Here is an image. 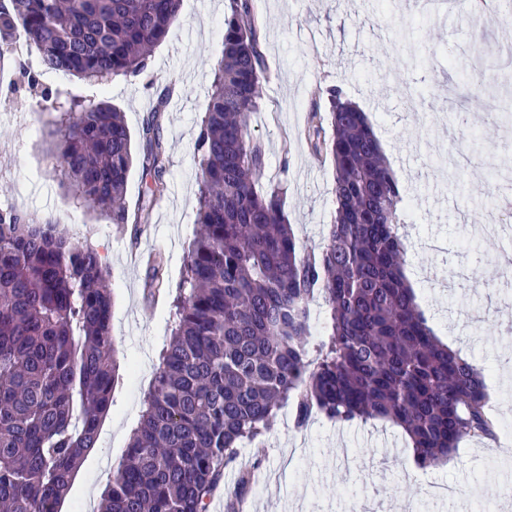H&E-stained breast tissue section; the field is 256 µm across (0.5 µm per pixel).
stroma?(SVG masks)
<instances>
[{
	"mask_svg": "<svg viewBox=\"0 0 512 512\" xmlns=\"http://www.w3.org/2000/svg\"><path fill=\"white\" fill-rule=\"evenodd\" d=\"M225 0H182L179 16L156 46L147 74L93 86L45 70L34 46L13 38L0 55V208L57 222L73 239L89 242L109 269L112 337L119 378L95 448L76 472L61 512L83 504L97 512L112 469L123 460L140 422L144 397L159 366L172 322L171 301L196 233L195 141L219 58ZM261 48L271 79L252 128L265 144L263 187H288L285 209L300 242L321 246L336 208L331 165L320 164L304 136L315 93L340 87L367 113L404 192L403 233L417 302L436 335L483 367L495 388V417L512 426V126L502 123L512 102V21L480 20L484 50L471 57L486 77V92L468 101L470 127L452 134L457 94L467 73L448 61L470 47L471 11L425 10L421 0H259ZM432 63H425L427 48ZM61 88L68 98L105 101L119 109L142 157V128L157 115L165 148V196L137 231L117 229L77 206L42 137L40 98L25 76ZM161 256L166 289L150 297L147 266L134 252ZM255 460L241 448L224 483L256 468L241 512H455L438 500L435 484L480 488L468 512H512V438L506 444L466 439L452 467L416 470L404 432L368 419L334 423L318 416L296 429L290 408L278 413Z\"/></svg>",
	"mask_w": 512,
	"mask_h": 512,
	"instance_id": "1",
	"label": "stroma"
}]
</instances>
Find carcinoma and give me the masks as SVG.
Segmentation results:
<instances>
[{"mask_svg": "<svg viewBox=\"0 0 512 512\" xmlns=\"http://www.w3.org/2000/svg\"><path fill=\"white\" fill-rule=\"evenodd\" d=\"M179 6L9 0L0 31L22 28L46 69L102 85L145 72ZM268 80L254 0H227L195 143L198 229L159 370L100 512H208L239 445L262 453L283 406L298 428L315 415L389 421L422 470L465 438L496 437L483 369L436 336L404 275L403 191L366 113L335 86L319 90L308 113L312 153L335 173L326 245L301 247L285 186L259 189L266 151L251 120ZM156 118L145 123L142 160L152 186L132 215L122 113L75 102L53 120L47 150L77 205L121 229L148 223L166 190ZM107 276L95 247L0 208V512H61L96 445L119 369ZM146 278L163 287L160 259ZM316 301L323 322L313 339ZM250 486L241 473L226 512Z\"/></svg>", "mask_w": 512, "mask_h": 512, "instance_id": "cac0c4a2", "label": "carcinoma"}]
</instances>
